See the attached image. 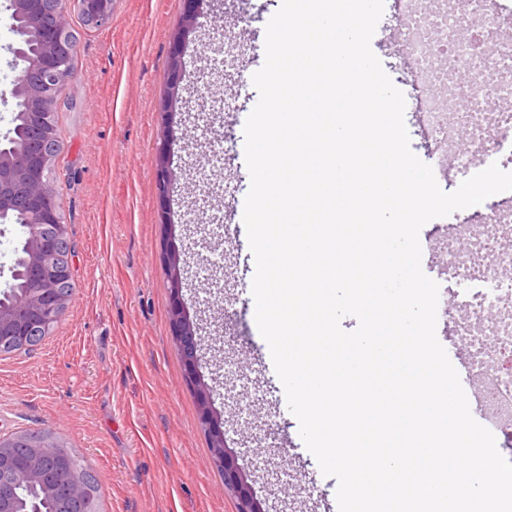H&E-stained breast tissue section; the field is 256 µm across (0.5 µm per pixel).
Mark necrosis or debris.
<instances>
[{"label":"necrosis or debris","mask_w":512,"mask_h":512,"mask_svg":"<svg viewBox=\"0 0 512 512\" xmlns=\"http://www.w3.org/2000/svg\"><path fill=\"white\" fill-rule=\"evenodd\" d=\"M484 2L400 0L401 55L416 65L422 86L416 104L435 141L447 142L464 128L471 165L488 148H505L503 166L512 172V27L485 19ZM477 17L482 38L475 45L461 31ZM443 251L449 270L480 284L455 328L468 344L473 373L486 382L489 407L512 420V378L499 368L512 355V214L485 213L467 250L451 235Z\"/></svg>","instance_id":"necrosis-or-debris-1"}]
</instances>
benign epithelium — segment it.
<instances>
[{
    "label": "benign epithelium",
    "instance_id": "7a95c632",
    "mask_svg": "<svg viewBox=\"0 0 512 512\" xmlns=\"http://www.w3.org/2000/svg\"><path fill=\"white\" fill-rule=\"evenodd\" d=\"M81 15L94 28L112 17V0H73ZM66 0H9L8 49L19 68L8 92L14 102L12 115L23 114L30 127L26 143L9 152L0 150V220L26 208L32 218L28 234V276L32 288L15 308L0 307V353L15 348H31L32 336L49 332L66 311L69 296L62 286L71 275V261L62 256L68 225L61 216V198L51 182V166L59 143L52 138L61 91L72 77L71 63L76 42L70 37ZM26 17L36 28L42 49L30 54L20 47L15 20ZM186 33L173 38L170 56L172 81L170 104L179 99V75L183 67L182 47ZM172 142L163 145L156 168L160 196L166 197L172 180L169 156ZM173 292L171 328L184 360V377L196 387L200 423L210 437L214 463L224 473V486L239 501V512H266L247 478L228 452L221 417L213 404L212 387L199 371L198 327L182 303L184 267L180 256L171 254L166 262ZM23 485L40 487L56 504L58 512H89L86 485L69 462L61 458L54 435L36 441L24 434L0 436V512H20L17 489Z\"/></svg>",
    "mask_w": 512,
    "mask_h": 512
}]
</instances>
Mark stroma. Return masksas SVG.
Here are the masks:
<instances>
[{
	"label": "stroma",
	"instance_id": "35a3bbf8",
	"mask_svg": "<svg viewBox=\"0 0 512 512\" xmlns=\"http://www.w3.org/2000/svg\"><path fill=\"white\" fill-rule=\"evenodd\" d=\"M281 2L209 0L186 39L182 96L221 105L215 116L161 110L175 78L169 57L186 24L184 0H114L110 22L96 29L68 7L77 53L61 96L75 107L57 115L52 180L70 228L74 290L33 352L0 355V434L49 429L66 439L98 482L99 512H239L213 464L172 333L164 258L173 250L184 262V305L201 327L200 371L256 496L268 512H337L338 483L304 446L255 321L246 227L224 233L228 210L250 186L243 130L259 98L252 76ZM6 6L0 0V137L13 111L1 91L18 74ZM244 11L252 17L245 30L237 25ZM401 35L385 7L371 48L407 94L413 79L398 58ZM405 123L412 151L443 190L470 177L459 161L441 164L419 113L406 112ZM170 134L174 177L163 199L156 160ZM478 221L466 208L419 234L422 270L439 285L436 335L451 357L463 342L454 332L463 288L433 245L448 227Z\"/></svg>",
	"mask_w": 512,
	"mask_h": 512
}]
</instances>
